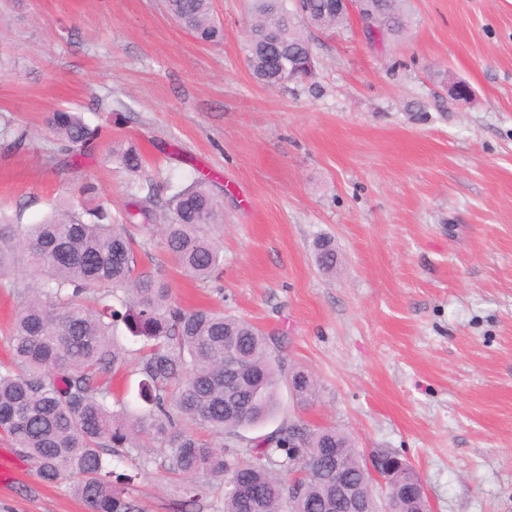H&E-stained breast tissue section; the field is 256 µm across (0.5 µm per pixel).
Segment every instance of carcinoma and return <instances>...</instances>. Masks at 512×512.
<instances>
[{
	"label": "carcinoma",
	"instance_id": "1",
	"mask_svg": "<svg viewBox=\"0 0 512 512\" xmlns=\"http://www.w3.org/2000/svg\"><path fill=\"white\" fill-rule=\"evenodd\" d=\"M330 0H309L304 15L288 0H249L248 62L254 78L275 87L291 58L312 56L300 24L333 27L347 20L327 9ZM378 16L371 30L403 28L399 0H374ZM167 14L196 40L217 43L223 30L211 0H164ZM60 144L57 166L79 169L77 158L91 154L101 130L80 113L58 109L45 119ZM131 173L141 170L143 154L133 144L111 150ZM91 204L68 207L38 224L13 223L0 210V287L19 300L9 329V358L0 362V433L21 457L31 461L41 481L69 486L90 512H145L132 495L135 476L116 472L132 458L139 438L165 448L164 468L188 479L184 503L206 496L192 481L197 474L219 480L222 512H250L254 498L263 512H326L336 500L334 467L323 456L341 452L354 483L367 479L364 452L334 427L284 424L260 437L242 432L270 420L279 407L283 377L297 382L293 392L308 405L317 384L302 370L284 371L274 340L248 320L223 310H185L173 301L165 279L138 268L137 241L127 227L140 224L159 233L166 251L183 273L205 281L222 266L221 250L208 230L221 223L222 209L209 176L165 190L151 184L133 193L131 207L112 212V204L82 186ZM324 271L336 269V246L329 238L314 243ZM28 279L12 276L20 260ZM123 321L144 342L136 362L143 407L133 411L122 398L121 382L130 361L113 332ZM242 353L247 406L224 413V346ZM303 472L298 493L288 499L291 470Z\"/></svg>",
	"mask_w": 512,
	"mask_h": 512
}]
</instances>
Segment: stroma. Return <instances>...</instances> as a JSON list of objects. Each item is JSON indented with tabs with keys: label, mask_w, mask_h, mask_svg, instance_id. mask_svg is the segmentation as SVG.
Segmentation results:
<instances>
[{
	"label": "stroma",
	"mask_w": 512,
	"mask_h": 512,
	"mask_svg": "<svg viewBox=\"0 0 512 512\" xmlns=\"http://www.w3.org/2000/svg\"><path fill=\"white\" fill-rule=\"evenodd\" d=\"M224 42H198L160 0H0V209L36 224L81 182L124 210L139 180L210 173L223 202L219 277L190 279L159 236L132 227L140 271L183 308L220 305L280 337L288 367L320 384L276 417L333 426L357 448L406 459L431 512H512V0H404L406 28L303 27L314 78L266 87L247 63L244 0H212ZM467 84L470 104L452 94ZM81 113L102 137L75 181L52 163L48 112ZM117 141L145 158L108 161ZM340 262L318 270L313 242ZM134 496L182 512L165 451L140 440ZM0 512H90L33 464L0 487Z\"/></svg>",
	"instance_id": "obj_1"
}]
</instances>
